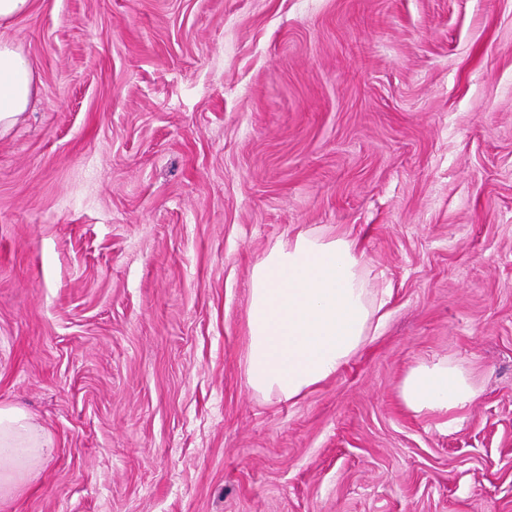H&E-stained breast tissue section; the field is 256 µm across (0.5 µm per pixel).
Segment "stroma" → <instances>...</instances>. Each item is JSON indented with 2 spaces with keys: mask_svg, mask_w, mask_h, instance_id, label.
Here are the masks:
<instances>
[{
  "mask_svg": "<svg viewBox=\"0 0 512 512\" xmlns=\"http://www.w3.org/2000/svg\"><path fill=\"white\" fill-rule=\"evenodd\" d=\"M0 135V404L53 446L0 512H512V0H32ZM355 242L387 318L285 402L254 265ZM445 359L478 396L399 397ZM34 93L29 63L11 43L0 40V134L19 123ZM399 395L414 414L448 415L471 403L478 393L462 368L443 359L412 367L401 381Z\"/></svg>",
  "mask_w": 512,
  "mask_h": 512,
  "instance_id": "35a3bbf8",
  "label": "stroma"
}]
</instances>
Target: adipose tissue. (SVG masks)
Returning <instances> with one entry per match:
<instances>
[{
  "instance_id": "1",
  "label": "adipose tissue",
  "mask_w": 512,
  "mask_h": 512,
  "mask_svg": "<svg viewBox=\"0 0 512 512\" xmlns=\"http://www.w3.org/2000/svg\"><path fill=\"white\" fill-rule=\"evenodd\" d=\"M34 92L27 60L0 40V134L19 123ZM384 304L362 273L353 241L300 231L275 244L252 270L250 388L285 401L305 396L358 351ZM399 395L413 413L445 415L471 403L477 391L462 368L443 359L412 367ZM51 446L24 407L0 405V499Z\"/></svg>"
}]
</instances>
